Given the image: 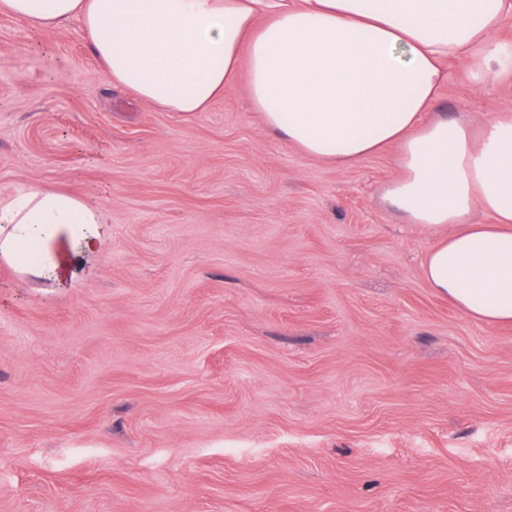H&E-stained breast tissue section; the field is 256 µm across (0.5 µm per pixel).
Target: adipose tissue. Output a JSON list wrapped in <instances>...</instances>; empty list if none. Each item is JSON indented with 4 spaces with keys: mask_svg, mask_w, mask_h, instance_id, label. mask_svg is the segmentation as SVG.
Returning <instances> with one entry per match:
<instances>
[{
    "mask_svg": "<svg viewBox=\"0 0 512 512\" xmlns=\"http://www.w3.org/2000/svg\"><path fill=\"white\" fill-rule=\"evenodd\" d=\"M33 32L78 23L108 82L167 112H203L247 72L250 107L288 144L340 167L395 152L383 200L408 224L457 225L428 251L429 286L512 323V113L481 128L437 109L446 64L512 71L492 39L512 0H0ZM489 216L486 224L475 213ZM96 201L34 180L0 201V258L59 279L48 246L94 248Z\"/></svg>",
    "mask_w": 512,
    "mask_h": 512,
    "instance_id": "adipose-tissue-1",
    "label": "adipose tissue"
}]
</instances>
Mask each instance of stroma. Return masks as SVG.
<instances>
[{"label": "stroma", "mask_w": 512, "mask_h": 512, "mask_svg": "<svg viewBox=\"0 0 512 512\" xmlns=\"http://www.w3.org/2000/svg\"><path fill=\"white\" fill-rule=\"evenodd\" d=\"M480 126L512 75L448 64ZM388 152L340 168L249 105L112 88L78 25L0 16V197L95 196L97 251L0 259V512H512V325L429 288Z\"/></svg>", "instance_id": "obj_1"}]
</instances>
